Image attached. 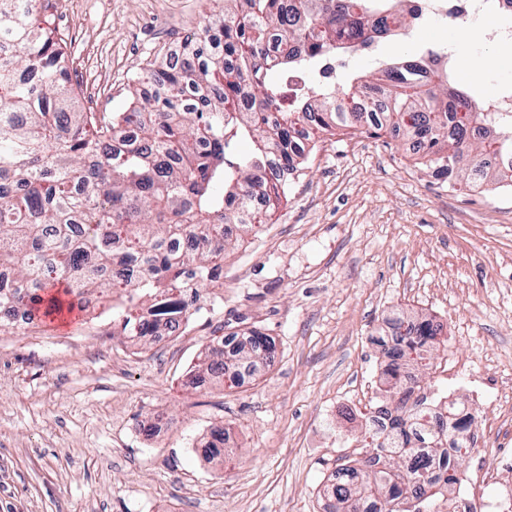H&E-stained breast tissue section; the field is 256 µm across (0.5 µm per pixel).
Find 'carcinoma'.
<instances>
[{
	"mask_svg": "<svg viewBox=\"0 0 512 512\" xmlns=\"http://www.w3.org/2000/svg\"><path fill=\"white\" fill-rule=\"evenodd\" d=\"M59 0H0V333L17 306L38 326L46 314L117 297L127 304L123 332L143 340L161 322L177 331L189 293L223 276L224 225L246 235L263 223L255 199L274 209L285 188L267 176L296 166L305 148L297 127L334 134L366 125L400 131L419 142L429 166L459 182L512 187V129L496 122L486 102L454 85L448 62L434 52L386 66L382 75H354L345 97L366 111L336 108V87L316 82L314 112L302 89L288 92L273 74L308 68L322 58L369 46L406 25L396 0H239L240 10L209 17L203 33L179 46L180 62L146 70L150 95L124 112H87L65 59L68 36L52 26ZM124 127L141 146L106 144ZM254 150L236 152L241 138ZM149 303L152 320L137 312ZM391 335L406 338L391 359L387 392L394 413L377 424L378 454L396 465L362 476L355 466L335 473L328 492L336 512H359L366 499L382 512H424L458 481L444 426L425 422L411 401L416 386L401 363H421L440 329L431 319L395 314ZM231 332L214 337L204 371L211 384L233 388L224 359ZM274 342L256 329L233 351L235 364L256 369ZM457 433L474 420L449 407Z\"/></svg>",
	"mask_w": 512,
	"mask_h": 512,
	"instance_id": "cac0c4a2",
	"label": "carcinoma"
}]
</instances>
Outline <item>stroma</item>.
Wrapping results in <instances>:
<instances>
[{"label": "stroma", "mask_w": 512, "mask_h": 512, "mask_svg": "<svg viewBox=\"0 0 512 512\" xmlns=\"http://www.w3.org/2000/svg\"><path fill=\"white\" fill-rule=\"evenodd\" d=\"M69 70L96 112H122L133 76L162 64L204 0H60ZM455 43L432 22L345 55L336 84L420 49ZM478 68L479 100L512 86V46L471 39L450 64ZM410 139L325 136L258 233L231 240L222 285L201 288L179 334L131 343L120 310L80 312L0 333V512H321L341 465L372 455L367 417L394 409L389 359L376 345L396 312L442 324L418 393H447L478 415L493 445L459 469L477 499L498 494L512 466V192L438 178ZM258 327L275 359L245 386L192 389L183 375L212 336ZM479 376L475 398L449 358ZM170 416L160 437L145 424ZM233 434L217 465L198 446Z\"/></svg>", "instance_id": "stroma-1"}]
</instances>
